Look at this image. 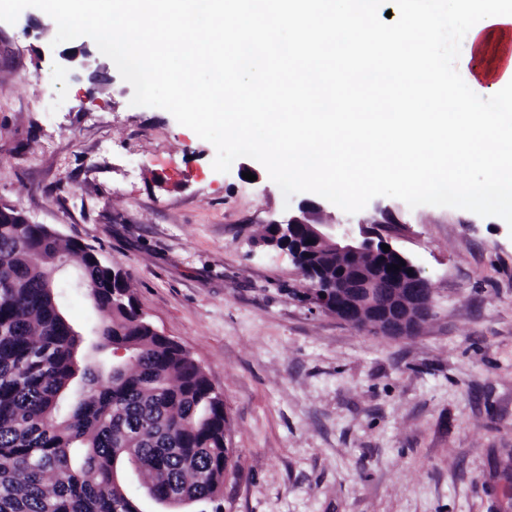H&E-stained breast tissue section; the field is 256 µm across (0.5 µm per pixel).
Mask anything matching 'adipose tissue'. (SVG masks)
<instances>
[{
    "mask_svg": "<svg viewBox=\"0 0 512 512\" xmlns=\"http://www.w3.org/2000/svg\"><path fill=\"white\" fill-rule=\"evenodd\" d=\"M512 65V23L493 24L475 35L467 65V75L484 88L503 78Z\"/></svg>",
    "mask_w": 512,
    "mask_h": 512,
    "instance_id": "1",
    "label": "adipose tissue"
}]
</instances>
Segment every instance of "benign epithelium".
Masks as SVG:
<instances>
[{"instance_id":"obj_1","label":"benign epithelium","mask_w":512,"mask_h":512,"mask_svg":"<svg viewBox=\"0 0 512 512\" xmlns=\"http://www.w3.org/2000/svg\"><path fill=\"white\" fill-rule=\"evenodd\" d=\"M82 48L60 52L58 64L77 71L88 65ZM359 224L360 232L353 230ZM327 220L321 203L304 199L280 221L271 222L274 241L269 246L285 251L288 258L311 281L307 296L323 312L350 325H361L385 336H409L429 316L432 297L429 281L410 256L380 226L394 223L384 210L357 222ZM390 246L384 251L382 245ZM339 261L336 276L321 272L322 264ZM400 266L396 278L388 267Z\"/></svg>"}]
</instances>
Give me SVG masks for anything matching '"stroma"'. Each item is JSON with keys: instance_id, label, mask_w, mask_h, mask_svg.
Instances as JSON below:
<instances>
[{"instance_id": "35a3bbf8", "label": "stroma", "mask_w": 512, "mask_h": 512, "mask_svg": "<svg viewBox=\"0 0 512 512\" xmlns=\"http://www.w3.org/2000/svg\"><path fill=\"white\" fill-rule=\"evenodd\" d=\"M35 16L40 27L26 25ZM37 8L0 22V202L127 273L156 332L222 394L241 471L225 512H512V229L380 196L421 267L432 314L403 338L317 310L286 253L261 245L280 188L168 111L131 105L95 42L73 76Z\"/></svg>"}]
</instances>
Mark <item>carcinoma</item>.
Listing matches in <instances>:
<instances>
[{
    "label": "carcinoma",
    "mask_w": 512,
    "mask_h": 512,
    "mask_svg": "<svg viewBox=\"0 0 512 512\" xmlns=\"http://www.w3.org/2000/svg\"><path fill=\"white\" fill-rule=\"evenodd\" d=\"M62 263L100 315L91 348L125 350L106 371L79 364L83 338L53 275ZM110 274L43 224L0 223V512H144L133 483L156 500L224 512V480L240 466L224 399L141 316L128 277Z\"/></svg>",
    "instance_id": "obj_1"
}]
</instances>
